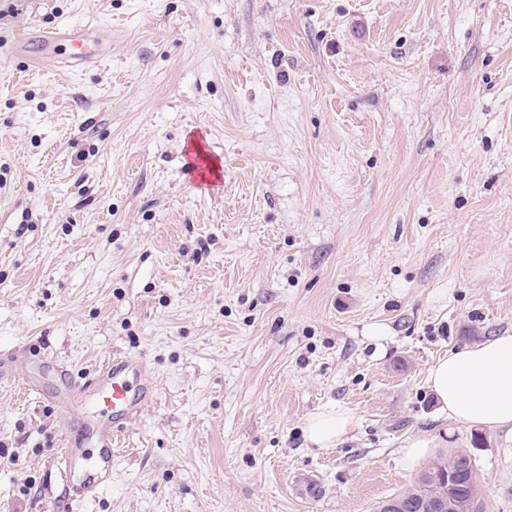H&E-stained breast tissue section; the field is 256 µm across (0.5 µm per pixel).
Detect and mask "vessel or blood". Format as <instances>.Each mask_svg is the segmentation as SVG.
<instances>
[{
    "label": "vessel or blood",
    "instance_id": "obj_1",
    "mask_svg": "<svg viewBox=\"0 0 512 512\" xmlns=\"http://www.w3.org/2000/svg\"><path fill=\"white\" fill-rule=\"evenodd\" d=\"M19 51L34 63L64 60L81 67L108 58L112 46L91 25H73L52 35L30 33L21 37ZM53 373L57 379L54 400L64 409H74L78 418L90 428L99 450L93 459H85L80 449L65 447L63 465L71 499L95 496L112 476V442L127 422L136 416L145 401L153 396L143 384L146 372L143 361L115 355L89 379H73L57 357L44 353L34 363L32 374L22 379L25 389L36 386L37 374Z\"/></svg>",
    "mask_w": 512,
    "mask_h": 512
}]
</instances>
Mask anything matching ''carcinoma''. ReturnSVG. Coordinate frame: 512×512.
Here are the masks:
<instances>
[{"label": "carcinoma", "instance_id": "obj_1", "mask_svg": "<svg viewBox=\"0 0 512 512\" xmlns=\"http://www.w3.org/2000/svg\"><path fill=\"white\" fill-rule=\"evenodd\" d=\"M459 485L469 497L478 493L477 475L472 457L459 452L446 461H438L424 471L416 485L382 502L379 512H389L388 504L400 502L406 512H419L425 501L440 505L439 512H457L460 495L448 491V480Z\"/></svg>", "mask_w": 512, "mask_h": 512}]
</instances>
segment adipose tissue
<instances>
[{
	"instance_id": "adipose-tissue-1",
	"label": "adipose tissue",
	"mask_w": 512,
	"mask_h": 512,
	"mask_svg": "<svg viewBox=\"0 0 512 512\" xmlns=\"http://www.w3.org/2000/svg\"><path fill=\"white\" fill-rule=\"evenodd\" d=\"M428 384L448 420L512 429V333L449 351L431 366ZM356 425L348 410L327 408L307 418L304 436L318 448H333Z\"/></svg>"
}]
</instances>
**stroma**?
<instances>
[{"mask_svg":"<svg viewBox=\"0 0 512 512\" xmlns=\"http://www.w3.org/2000/svg\"><path fill=\"white\" fill-rule=\"evenodd\" d=\"M84 22L97 66L16 52ZM503 332L512 0H0V358L89 377L121 353L156 392L73 502L79 425L16 364L0 512H379L422 434L512 512V430L442 418L426 384ZM330 407L355 430L307 445ZM356 425L355 416L348 410L327 408L311 414L303 431L307 442L327 449L338 446Z\"/></svg>","mask_w":512,"mask_h":512,"instance_id":"stroma-1","label":"stroma"}]
</instances>
